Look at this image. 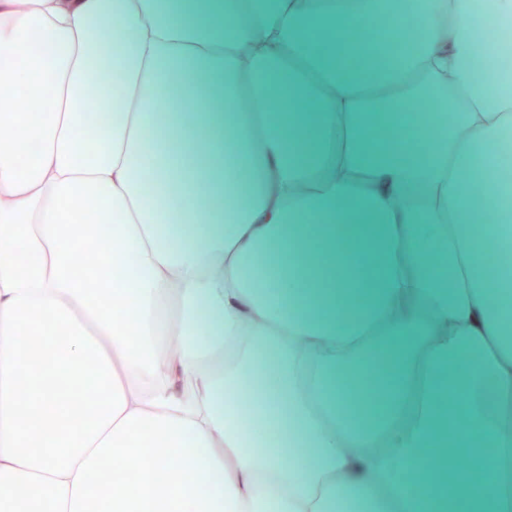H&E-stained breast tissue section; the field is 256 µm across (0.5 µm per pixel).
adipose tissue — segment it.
Here are the masks:
<instances>
[{"label":"adipose tissue","instance_id":"obj_1","mask_svg":"<svg viewBox=\"0 0 512 512\" xmlns=\"http://www.w3.org/2000/svg\"><path fill=\"white\" fill-rule=\"evenodd\" d=\"M460 507L512 512V0H0V512Z\"/></svg>","mask_w":512,"mask_h":512}]
</instances>
